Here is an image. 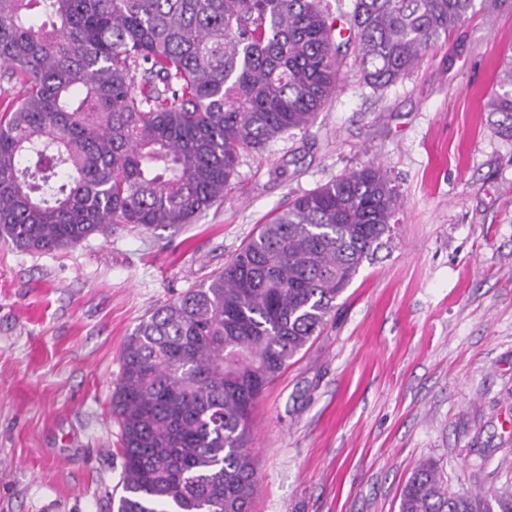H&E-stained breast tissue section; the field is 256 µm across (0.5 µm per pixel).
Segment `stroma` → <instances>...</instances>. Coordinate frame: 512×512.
<instances>
[{"mask_svg":"<svg viewBox=\"0 0 512 512\" xmlns=\"http://www.w3.org/2000/svg\"><path fill=\"white\" fill-rule=\"evenodd\" d=\"M511 50L512 6L477 5L384 90L346 55L314 124L244 154L192 223L0 244V512H113L127 337L293 198L371 161L399 222L256 405L251 512H399L424 460L450 491L511 489L512 140L481 110Z\"/></svg>","mask_w":512,"mask_h":512,"instance_id":"obj_1","label":"stroma"}]
</instances>
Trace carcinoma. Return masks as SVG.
<instances>
[{
	"label": "carcinoma",
	"mask_w": 512,
	"mask_h": 512,
	"mask_svg": "<svg viewBox=\"0 0 512 512\" xmlns=\"http://www.w3.org/2000/svg\"><path fill=\"white\" fill-rule=\"evenodd\" d=\"M476 0H352L375 91L409 76ZM324 0H0V242L46 253L120 224H189L240 157L309 127L342 76ZM141 81H136V75ZM483 104L512 139V55ZM400 195L369 162L295 198L208 282L127 337L112 392L117 512H250L253 409L320 335ZM399 512H512V493L448 491L420 463Z\"/></svg>",
	"instance_id": "cac0c4a2"
}]
</instances>
